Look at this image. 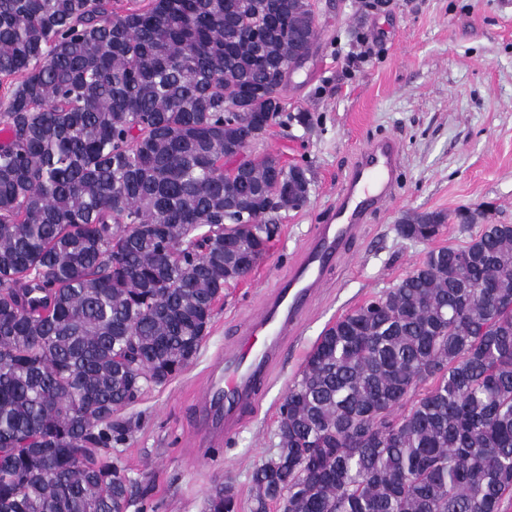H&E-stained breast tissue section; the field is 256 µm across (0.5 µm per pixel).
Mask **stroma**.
<instances>
[{
	"label": "stroma",
	"mask_w": 512,
	"mask_h": 512,
	"mask_svg": "<svg viewBox=\"0 0 512 512\" xmlns=\"http://www.w3.org/2000/svg\"><path fill=\"white\" fill-rule=\"evenodd\" d=\"M318 39L283 94L310 112L309 127L277 125L253 149L307 167L310 201L280 214L268 255L228 288L197 357L178 376L146 389L120 414L132 430L112 453L133 482L129 512H204L218 482L231 479L238 512H250V475L271 455L279 407L306 354L338 317L392 286L430 246L461 244L446 224L433 244L400 238L395 226L413 211L453 213L491 204L488 221L512 224V5L504 0H316ZM393 135L402 147L401 186L373 215L333 269L298 336L273 369L258 409L228 446L202 457L193 395L213 361L254 312L262 291L286 275L321 223L354 156Z\"/></svg>",
	"instance_id": "35a3bbf8"
}]
</instances>
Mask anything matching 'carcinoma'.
I'll return each instance as SVG.
<instances>
[{"label":"carcinoma","instance_id":"obj_1","mask_svg":"<svg viewBox=\"0 0 512 512\" xmlns=\"http://www.w3.org/2000/svg\"><path fill=\"white\" fill-rule=\"evenodd\" d=\"M0 0V512H128L118 415L196 357L308 169L251 153L311 0ZM454 218L323 330L288 388L251 512H502L512 498V224ZM449 217L405 214L430 242ZM225 481L206 512H237Z\"/></svg>","mask_w":512,"mask_h":512}]
</instances>
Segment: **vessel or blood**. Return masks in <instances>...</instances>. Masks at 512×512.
<instances>
[{
  "label": "vessel or blood",
  "instance_id": "obj_1",
  "mask_svg": "<svg viewBox=\"0 0 512 512\" xmlns=\"http://www.w3.org/2000/svg\"><path fill=\"white\" fill-rule=\"evenodd\" d=\"M400 163L401 145L393 136L372 140L357 153L325 221L314 225L287 276L262 296L256 314L211 366L198 401L203 452L222 446L257 409L273 367L298 335L329 271L395 196Z\"/></svg>",
  "mask_w": 512,
  "mask_h": 512
}]
</instances>
